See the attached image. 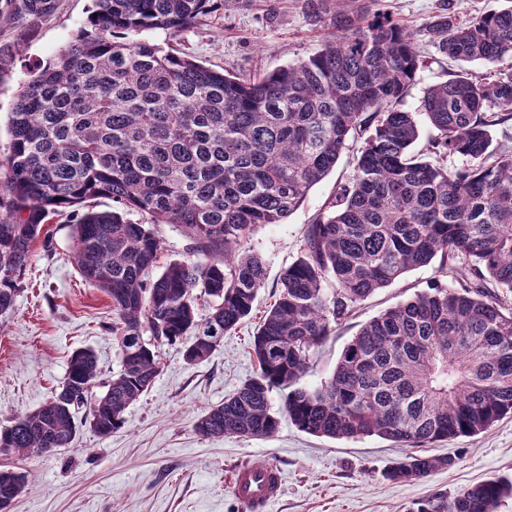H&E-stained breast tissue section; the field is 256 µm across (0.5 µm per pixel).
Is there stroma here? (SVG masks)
I'll return each mask as SVG.
<instances>
[{
    "label": "stroma",
    "mask_w": 512,
    "mask_h": 512,
    "mask_svg": "<svg viewBox=\"0 0 512 512\" xmlns=\"http://www.w3.org/2000/svg\"><path fill=\"white\" fill-rule=\"evenodd\" d=\"M512 0H384L381 12L417 33L425 60L404 108L418 113L429 85L448 78L457 66L442 55L423 26L439 15L463 21L499 10ZM93 0H57L50 15L13 25L0 24V151L10 142L12 103L30 70L52 62L86 26ZM336 30L329 20L313 23L299 0H227L214 14L177 34L156 29L143 39L188 55L217 70L260 75L320 51ZM353 169L344 151L335 167L282 224L258 226L243 248L258 255L265 286L253 312L225 334L214 354L190 363V337L159 347L161 371L150 389L125 413L124 426L102 437L80 427L68 448L20 457L0 453V469L26 474L30 489L8 512H248L230 486L241 464L277 469L283 486L265 512H415L436 491L455 493L480 481L512 478V415L487 431L440 441L426 455L454 458L452 467L406 483L383 477L406 450L378 437L334 440L300 431L282 420L267 438L206 437L195 422L255 371L252 336L274 302L279 277L298 256L303 233ZM49 241H36L11 311L0 315V428L13 417L43 405L65 380L71 355L88 350L106 382L120 369L116 316L102 290L79 275L69 222L49 225ZM434 266L405 274L358 305L355 314L312 356L302 386L327 380L343 348L361 324L428 290Z\"/></svg>",
    "instance_id": "1"
}]
</instances>
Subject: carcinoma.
Instances as JSON below:
<instances>
[{"mask_svg": "<svg viewBox=\"0 0 512 512\" xmlns=\"http://www.w3.org/2000/svg\"><path fill=\"white\" fill-rule=\"evenodd\" d=\"M86 27L22 85L0 158V314L21 290L34 242L54 218L77 216L81 277L112 300L121 368L96 394L94 355L76 352L45 404L0 429L19 456L68 448L84 424L108 436L160 373L157 347L194 336L190 363L208 359L254 308L262 260L242 249L262 224H282L365 136L353 174L281 274L278 295L253 334L254 374L201 414L205 436L270 437L280 427L272 394L300 430L331 439L377 436L414 449L383 477L410 482L455 464L417 448L473 436L512 414V72L477 79L474 63L512 59V6L460 23L439 16L422 32L458 63L428 86L421 113L402 108L424 61L416 35L388 18L334 0L336 36L306 60L243 79L163 50L146 30L177 34L223 0H93ZM329 0H302L322 20ZM55 0H0V19L43 16ZM460 158V166L448 159ZM104 197L112 210L96 211ZM131 212L145 217L134 223ZM177 224L202 261H173L156 277L157 227ZM432 263L435 283L365 323L335 370L299 386L310 355L358 303ZM210 298L206 317L198 300ZM27 490L0 471V498ZM512 481L434 493L416 512H498Z\"/></svg>", "mask_w": 512, "mask_h": 512, "instance_id": "obj_1", "label": "carcinoma"}]
</instances>
